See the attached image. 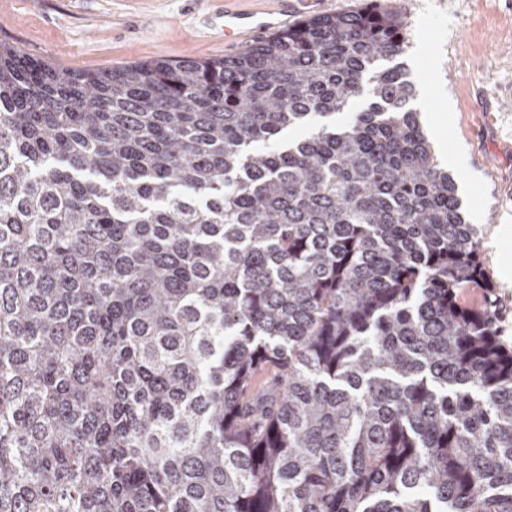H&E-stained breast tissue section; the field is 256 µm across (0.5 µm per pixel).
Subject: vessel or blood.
I'll return each instance as SVG.
<instances>
[{"instance_id":"b4317fda","label":"vessel or blood","mask_w":512,"mask_h":512,"mask_svg":"<svg viewBox=\"0 0 512 512\" xmlns=\"http://www.w3.org/2000/svg\"><path fill=\"white\" fill-rule=\"evenodd\" d=\"M301 2L276 0L274 8L264 12L228 7L211 17L209 24L212 28L223 30L225 46H234L255 35L288 30L299 13Z\"/></svg>"}]
</instances>
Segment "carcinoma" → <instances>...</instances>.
Here are the masks:
<instances>
[{
    "mask_svg": "<svg viewBox=\"0 0 512 512\" xmlns=\"http://www.w3.org/2000/svg\"><path fill=\"white\" fill-rule=\"evenodd\" d=\"M406 34L0 43V512H512V351Z\"/></svg>",
    "mask_w": 512,
    "mask_h": 512,
    "instance_id": "obj_1",
    "label": "carcinoma"
}]
</instances>
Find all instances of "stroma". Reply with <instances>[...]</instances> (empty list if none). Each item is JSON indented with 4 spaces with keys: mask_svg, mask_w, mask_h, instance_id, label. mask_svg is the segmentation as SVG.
Returning a JSON list of instances; mask_svg holds the SVG:
<instances>
[{
    "mask_svg": "<svg viewBox=\"0 0 512 512\" xmlns=\"http://www.w3.org/2000/svg\"><path fill=\"white\" fill-rule=\"evenodd\" d=\"M325 13L377 5L408 25L414 106L478 230L512 350V0H324ZM224 0H0V42L73 71L206 60L236 47L207 25ZM320 9L307 8L303 16Z\"/></svg>",
    "mask_w": 512,
    "mask_h": 512,
    "instance_id": "35a3bbf8",
    "label": "stroma"
}]
</instances>
